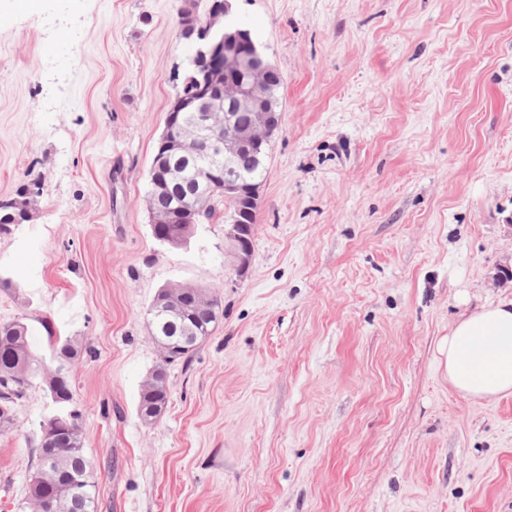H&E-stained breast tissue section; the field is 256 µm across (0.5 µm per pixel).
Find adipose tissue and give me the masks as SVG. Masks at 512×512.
<instances>
[{
	"label": "adipose tissue",
	"instance_id": "1",
	"mask_svg": "<svg viewBox=\"0 0 512 512\" xmlns=\"http://www.w3.org/2000/svg\"><path fill=\"white\" fill-rule=\"evenodd\" d=\"M438 364L466 398L512 394V299L461 316L438 345Z\"/></svg>",
	"mask_w": 512,
	"mask_h": 512
}]
</instances>
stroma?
<instances>
[{
  "label": "stroma",
  "instance_id": "obj_1",
  "mask_svg": "<svg viewBox=\"0 0 512 512\" xmlns=\"http://www.w3.org/2000/svg\"><path fill=\"white\" fill-rule=\"evenodd\" d=\"M191 0H0V323L71 339L97 512H512V395L467 399L437 345L512 297V0H237L281 73L248 273L224 218L179 247L145 206L193 47ZM223 309L168 366L152 422L164 287ZM52 405L33 382L0 431V512ZM29 191V185H21L16 196L7 200H0V233L7 234L10 232L9 224H20L27 218L21 209L23 200ZM175 289H192L202 291L206 297V301L202 305H192L189 308L190 314L187 316L186 323L194 327L199 335L192 336L194 340L186 349H181L177 358L168 362L163 359L162 362L154 369L162 368L166 372L165 383L163 387L150 391L142 388L139 395V413L146 422L152 421L159 416L168 404V388H167V366L181 360H188L198 345L204 342L212 331V327L216 323L220 313H223L221 301L215 291L210 288L194 285H177Z\"/></svg>",
  "mask_w": 512,
  "mask_h": 512
}]
</instances>
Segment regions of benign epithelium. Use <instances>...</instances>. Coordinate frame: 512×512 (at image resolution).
Instances as JSON below:
<instances>
[{"label": "benign epithelium", "mask_w": 512, "mask_h": 512, "mask_svg": "<svg viewBox=\"0 0 512 512\" xmlns=\"http://www.w3.org/2000/svg\"><path fill=\"white\" fill-rule=\"evenodd\" d=\"M194 60L204 59L207 69L195 79L193 91L183 101L174 102L166 117V131L160 153L167 164L183 175L184 186L173 197L170 212L149 210L151 223L195 224L212 186L222 183L230 193L243 192L247 203L259 204V186L248 180L240 163L241 154H263L281 108L268 100L271 67L258 50L252 33L236 26L232 0H224L194 25ZM253 110L257 116L246 126L236 123L234 113ZM195 113L185 124L180 112ZM239 206L224 211V238L233 255L232 269L242 277L250 269L253 249Z\"/></svg>", "instance_id": "obj_1"}]
</instances>
